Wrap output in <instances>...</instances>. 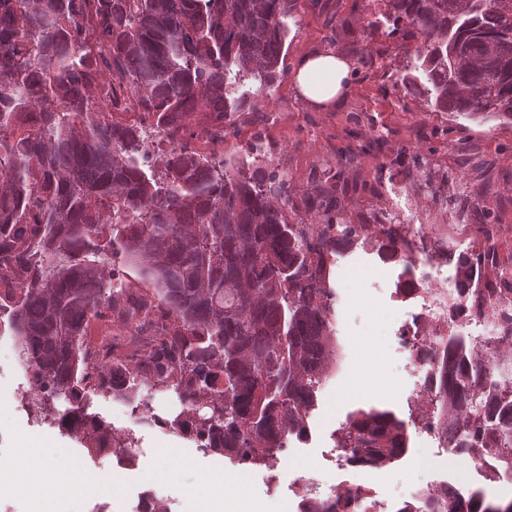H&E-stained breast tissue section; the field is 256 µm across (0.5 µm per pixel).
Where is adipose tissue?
Listing matches in <instances>:
<instances>
[{
    "instance_id": "obj_1",
    "label": "adipose tissue",
    "mask_w": 512,
    "mask_h": 512,
    "mask_svg": "<svg viewBox=\"0 0 512 512\" xmlns=\"http://www.w3.org/2000/svg\"><path fill=\"white\" fill-rule=\"evenodd\" d=\"M354 65L347 55L326 46L301 54L292 69L295 93L309 106L330 109L351 87Z\"/></svg>"
}]
</instances>
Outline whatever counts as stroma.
Wrapping results in <instances>:
<instances>
[{
	"label": "stroma",
	"mask_w": 512,
	"mask_h": 512,
	"mask_svg": "<svg viewBox=\"0 0 512 512\" xmlns=\"http://www.w3.org/2000/svg\"><path fill=\"white\" fill-rule=\"evenodd\" d=\"M385 12L382 0H314L289 21L284 76L270 93L254 99L265 121L256 124L242 114L227 125L222 142L199 131L190 143L204 153L244 162L254 135L262 134L270 147L269 168L287 169L296 199L315 171L355 150L357 157L343 174L349 190L339 201L345 223H364L373 210L389 207L402 223L426 225L434 237L461 234L471 240L473 228L453 207L454 199L462 197L471 211L491 210V242L500 260L511 266L512 124L468 120L459 125L429 107L425 97L405 89L401 75L413 42L390 34L382 20ZM324 46L351 58L354 79L346 99L319 111L294 95L287 72L301 53ZM404 146L421 150L432 167L452 173L440 193L423 191L414 182L396 192L379 182L381 163L408 166L409 156L400 152ZM402 271V262H381L360 247L341 268L332 269L333 287L348 294L333 330L343 360L319 392L306 440L289 443L272 495L263 468L243 470L222 455L204 454L187 436L134 425L127 405L100 395L91 398L92 412L114 435L135 432L141 452L130 469L118 466L111 453L88 455L74 434L17 407L23 389L14 370L12 336L9 327L0 328V423L9 427L0 435V453L15 458L0 464V512H71L81 503L125 512L129 497L143 489L155 491L159 512H297L291 483L298 471L313 470L330 484L354 479V472L340 470L333 440L351 412L375 406L406 420L421 418L430 408L427 401L409 405L401 398L411 380L394 338L401 315L393 310L385 287ZM78 457L83 460L79 467L74 464ZM51 464L74 466L76 481L49 496L37 473ZM440 473L433 448L414 434L407 454L383 468L380 491L395 503L415 501ZM218 475L227 476V483H215Z\"/></svg>",
	"instance_id": "obj_1"
}]
</instances>
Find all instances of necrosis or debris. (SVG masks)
Returning <instances> with one entry per match:
<instances>
[{
	"label": "necrosis or debris",
	"instance_id": "1",
	"mask_svg": "<svg viewBox=\"0 0 512 512\" xmlns=\"http://www.w3.org/2000/svg\"><path fill=\"white\" fill-rule=\"evenodd\" d=\"M408 239L411 248L403 257L407 275L396 281L389 292L391 301L408 308L396 330L405 356V370L415 379L414 387L406 391L407 399L427 395L435 371L431 349L438 338L450 332L485 348L489 362L487 388L497 390L502 382L493 347L501 334L497 319L491 316L478 319L460 308V290L448 272V259L438 254L425 226H411ZM417 431L449 460H457L463 437L444 427L439 410L426 414Z\"/></svg>",
	"mask_w": 512,
	"mask_h": 512
}]
</instances>
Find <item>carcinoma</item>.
Here are the masks:
<instances>
[{"label":"carcinoma","mask_w":512,"mask_h":512,"mask_svg":"<svg viewBox=\"0 0 512 512\" xmlns=\"http://www.w3.org/2000/svg\"><path fill=\"white\" fill-rule=\"evenodd\" d=\"M300 0H0V314L35 373L26 405L82 437L90 455L133 448L95 413L90 394L121 401L144 425L192 437L205 453L268 466L307 436L317 393L338 359L331 266L358 245L385 259L405 227L376 210L345 224L339 169L303 194L266 149L236 165L193 149L276 83L288 18ZM392 33L415 40L403 82L436 112L512 121V0H387ZM136 112L138 120L116 118ZM421 166L388 180L417 178ZM461 302L496 315L498 360H512V273L479 245L448 255ZM136 269L153 295L115 282ZM496 269L492 279L488 269ZM142 316L144 348L89 345L93 319ZM435 394L470 447L512 458V380L486 390L483 348L450 336L435 350ZM149 390L184 409L147 414ZM65 403L60 409L57 404ZM404 421L358 409L336 437L347 461L383 468L405 454ZM347 493L301 512H358ZM512 512V498L472 495L467 510Z\"/></svg>","instance_id":"1"}]
</instances>
